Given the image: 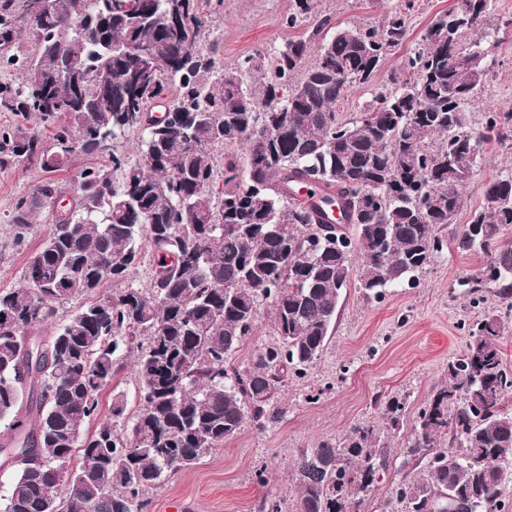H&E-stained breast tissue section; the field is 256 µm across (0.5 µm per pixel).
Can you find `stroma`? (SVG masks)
I'll return each instance as SVG.
<instances>
[{"mask_svg": "<svg viewBox=\"0 0 512 512\" xmlns=\"http://www.w3.org/2000/svg\"><path fill=\"white\" fill-rule=\"evenodd\" d=\"M404 3L319 0L318 11L331 16L336 26L375 25ZM292 4L293 0H224V14L213 24L218 59L233 66L249 55L274 53L294 35L283 25ZM482 29L500 39L499 65L471 104L475 129L481 128L487 111L512 108V0H496L495 12L486 17ZM400 61V54L390 55L373 83L350 88L338 108L342 121L357 118ZM510 167L512 141L483 142L456 222L443 228V236L453 237L456 225L467 223L482 202L486 185ZM44 177L34 164L0 168V290L22 284L28 261L50 228L47 216L39 215L26 246L19 249L12 244L13 229L6 222L14 201ZM483 263L482 254L462 253L451 246L420 273L416 287L388 289L383 300L375 301L350 286L321 360L284 388V419L262 432L244 428L224 447L167 478L150 490L148 512H171L176 502L184 512H257L266 498L279 501L281 512H295L291 466L302 449L342 436L357 425L382 426L379 403L397 394L408 398L402 431L410 433L449 357L464 350L467 324L503 307L495 293L474 303L457 286ZM311 394L318 395L317 403L308 402Z\"/></svg>", "mask_w": 512, "mask_h": 512, "instance_id": "1", "label": "stroma"}]
</instances>
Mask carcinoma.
<instances>
[{"mask_svg":"<svg viewBox=\"0 0 512 512\" xmlns=\"http://www.w3.org/2000/svg\"><path fill=\"white\" fill-rule=\"evenodd\" d=\"M55 16H38L44 32L90 26L98 41L79 53L82 89L37 90L30 66L41 45L28 34L30 0L0 3V112L23 122L0 128V168L35 163L50 173L107 152L110 163L79 170L69 184L46 180L14 203L13 244L24 245L37 216L53 224L30 258L25 283L0 292V423L10 438L0 454L18 465L0 512H147L150 490L224 447L247 425L264 430L286 414L280 392L321 359L344 288L369 298L414 281L448 247L440 228L462 206V188L482 143L512 137V109L486 113L473 131L469 105L497 59L481 42L462 45L493 12L496 0H457L466 24L443 40L448 12L391 71L388 87L342 121L337 105L355 84H368L403 44L409 15L398 9L379 25L330 27L325 17L284 42L272 57L233 67L206 42V19L224 0H62ZM318 0H294L285 26L298 29ZM31 47H26L24 36ZM128 44L112 56V101L103 92L99 47ZM160 52L165 67L144 83L137 49ZM71 102L44 112L40 100ZM56 124L44 143L36 122ZM138 136L140 159L120 150ZM246 145L245 158L226 153ZM319 186L316 202L294 197ZM70 197L66 213L55 211ZM348 223L323 228L330 206ZM512 170L500 172L468 223L458 251L478 250L484 264L458 282L478 300L493 288L505 311L468 328L462 354L398 438L406 400L381 408L392 435L357 425L302 450L292 474L296 512H358L398 447L415 473L402 478L380 512H494L512 485V370L501 342L512 330ZM157 259L151 288L129 282L145 252ZM109 282L124 283L110 294ZM85 302L49 336L35 333L57 304ZM264 308L275 340L240 368L232 357ZM136 353V409L112 395L111 420L92 434L101 391L116 365ZM82 452L76 469L61 466ZM66 486V506L57 490Z\"/></svg>","mask_w":512,"mask_h":512,"instance_id":"carcinoma-1","label":"carcinoma"}]
</instances>
